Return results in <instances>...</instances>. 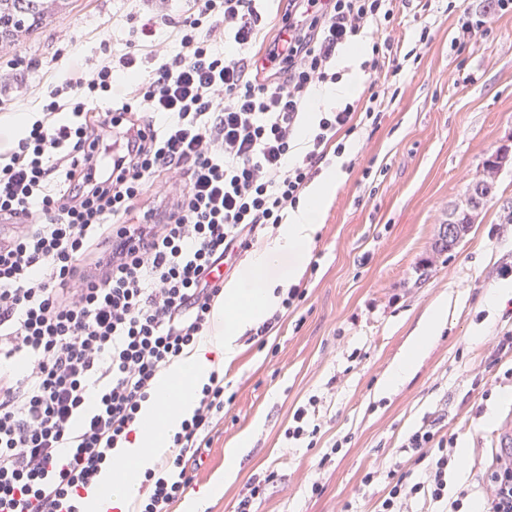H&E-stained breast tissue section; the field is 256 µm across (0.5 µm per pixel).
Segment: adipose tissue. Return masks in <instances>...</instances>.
<instances>
[{
    "instance_id": "ef3b65f1",
    "label": "adipose tissue",
    "mask_w": 512,
    "mask_h": 512,
    "mask_svg": "<svg viewBox=\"0 0 512 512\" xmlns=\"http://www.w3.org/2000/svg\"><path fill=\"white\" fill-rule=\"evenodd\" d=\"M340 185L338 169L325 171L306 201L282 225L279 235L254 255L234 281L225 285L224 302L214 308L210 329L189 354L158 375L150 396L141 404L131 442L118 449V465L103 468L95 484L87 489L79 504L81 512H133L146 471L155 469L158 460L170 454L171 435L192 417L196 389L235 357L242 333L264 320L277 301L275 286L286 287L299 278L323 204ZM284 261L289 264L287 276L272 281L270 272ZM447 315L448 305L444 302L427 311L403 357L386 375L384 389L397 386L414 369Z\"/></svg>"
}]
</instances>
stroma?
I'll list each match as a JSON object with an SVG mask.
<instances>
[{"label":"stroma","instance_id":"35a3bbf8","mask_svg":"<svg viewBox=\"0 0 512 512\" xmlns=\"http://www.w3.org/2000/svg\"><path fill=\"white\" fill-rule=\"evenodd\" d=\"M490 0H428L420 20L400 15L406 47L419 58L400 76L379 126L358 127L339 164L343 182L317 227L298 281L306 298L266 345L241 336L223 368L234 399L202 449L191 492L224 473L226 449L247 443L236 477L205 512H237L250 479L275 472L254 512H375L363 490L373 468L402 462L405 439L425 424L454 437L466 469L450 474L449 493L480 484L504 429L512 424V359L497 358L493 337L512 332V298L490 302L512 282V165L467 234L441 250L439 235L473 178L496 153L512 152V13L495 15L490 33L456 50L461 11L485 12ZM193 0H69L29 37L0 54V101L35 115L50 86L123 49L135 26L153 22L179 51L173 25ZM432 40L417 46L420 22ZM371 175H364V168ZM448 319L418 364L393 391L379 383L438 299ZM314 437L288 438L296 410ZM328 463H321L323 454Z\"/></svg>","mask_w":512,"mask_h":512}]
</instances>
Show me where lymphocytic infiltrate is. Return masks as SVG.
<instances>
[{
  "instance_id": "obj_1",
  "label": "lymphocytic infiltrate",
  "mask_w": 512,
  "mask_h": 512,
  "mask_svg": "<svg viewBox=\"0 0 512 512\" xmlns=\"http://www.w3.org/2000/svg\"><path fill=\"white\" fill-rule=\"evenodd\" d=\"M258 0H195L169 53L153 23L124 51L50 88L0 154V512H79L77 503L128 443L157 374L188 354L224 298V279L298 208L314 175L379 124L406 62L396 21L411 0H283L266 35ZM369 40L368 97L320 112L296 141L336 57ZM124 101L97 110L115 75ZM224 411L211 373L172 439L166 475L146 472L138 512H170L193 477L204 434ZM390 466L377 512L408 502L465 512L448 496L466 467L453 439L422 427ZM477 512H512V452L493 457Z\"/></svg>"
}]
</instances>
